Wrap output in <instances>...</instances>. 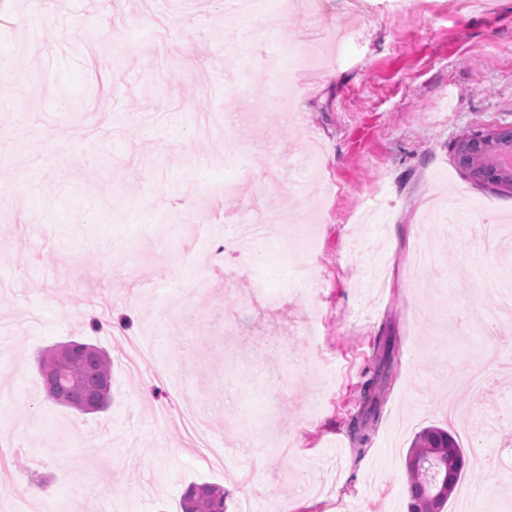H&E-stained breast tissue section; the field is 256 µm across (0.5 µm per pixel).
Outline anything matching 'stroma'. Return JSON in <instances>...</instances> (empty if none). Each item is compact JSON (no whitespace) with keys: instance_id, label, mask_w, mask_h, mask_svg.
<instances>
[{"instance_id":"35a3bbf8","label":"stroma","mask_w":512,"mask_h":512,"mask_svg":"<svg viewBox=\"0 0 512 512\" xmlns=\"http://www.w3.org/2000/svg\"><path fill=\"white\" fill-rule=\"evenodd\" d=\"M43 24L39 41L25 27ZM224 0H0V512H181L192 483L223 486L226 512H407L406 455L428 426L465 454L459 486L473 512H512V373L483 391L462 384L490 339L472 312L512 313L483 278L512 285V238L485 247L484 224L512 216V192L475 185L451 145L512 126V0H320L262 34L229 38ZM124 39L110 40L113 28ZM288 49L292 118L257 111L273 79L268 38ZM247 82L224 92L227 77ZM253 177L224 192L225 114ZM387 193L392 209L357 222ZM300 213L316 252L293 275L300 294L272 297L287 239L264 234L253 281L232 227L259 209ZM43 233L32 238V225ZM429 251L431 270L410 265ZM223 254L208 272L194 254ZM385 272L377 304L369 281ZM199 282L185 297L174 284ZM395 340L380 416L358 452L349 432L380 338ZM68 340L106 350L111 399L83 414L47 399L37 357ZM309 380H302L305 368ZM320 399L317 418L305 417ZM192 404L208 448L236 446L223 468L157 408ZM46 484L13 508L28 474Z\"/></svg>"}]
</instances>
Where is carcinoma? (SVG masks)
<instances>
[{"label":"carcinoma","mask_w":512,"mask_h":512,"mask_svg":"<svg viewBox=\"0 0 512 512\" xmlns=\"http://www.w3.org/2000/svg\"><path fill=\"white\" fill-rule=\"evenodd\" d=\"M452 151L458 167L473 182L482 186L512 189V166L501 163V157L512 154V128L500 127L489 138L480 132L458 136ZM80 350L72 361H61L56 343L43 351L38 360L41 377L58 379L57 390L48 393L56 404L86 412L87 399L100 388L105 395L111 390V359L108 353L94 345L67 341ZM378 358L373 373L362 383L364 401L361 420L367 424L378 418L380 394L392 367L394 344L388 336L379 341ZM463 449L454 436L438 427L422 430L407 452V474L411 491L408 512H444L456 485L464 473ZM224 488L211 484H192L184 491L180 508L182 512H224Z\"/></svg>","instance_id":"1"}]
</instances>
